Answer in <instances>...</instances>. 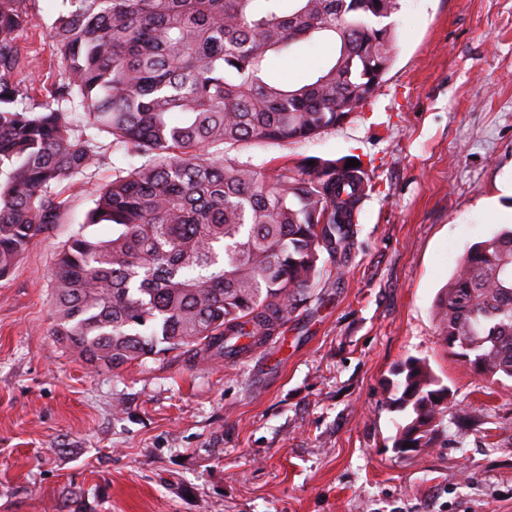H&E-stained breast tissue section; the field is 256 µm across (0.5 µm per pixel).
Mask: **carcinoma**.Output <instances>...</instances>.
Returning a JSON list of instances; mask_svg holds the SVG:
<instances>
[{"label":"carcinoma","mask_w":512,"mask_h":512,"mask_svg":"<svg viewBox=\"0 0 512 512\" xmlns=\"http://www.w3.org/2000/svg\"><path fill=\"white\" fill-rule=\"evenodd\" d=\"M26 0H0V277L60 220L58 188L112 146L141 162L97 190L88 224L61 247L54 335L107 368L163 351L233 361L261 347L319 277L347 255L371 189L347 158L255 167L224 158L244 142L291 143L344 124L393 63L400 0H69L54 20L68 81L59 107H17ZM336 46L308 81L267 69L313 39ZM177 120H172L173 114ZM434 318L448 354L512 380V228L459 257ZM392 382L406 412L392 449L435 448L449 389L421 359Z\"/></svg>","instance_id":"cac0c4a2"}]
</instances>
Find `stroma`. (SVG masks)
Returning a JSON list of instances; mask_svg holds the SVG:
<instances>
[{"instance_id":"35a3bbf8","label":"stroma","mask_w":512,"mask_h":512,"mask_svg":"<svg viewBox=\"0 0 512 512\" xmlns=\"http://www.w3.org/2000/svg\"><path fill=\"white\" fill-rule=\"evenodd\" d=\"M68 0H26L29 103L66 80L51 27ZM324 43L272 55L293 83L330 56ZM394 63L360 112L287 144L247 142L229 158L359 159L372 189L343 262L322 273L277 334L235 363L170 350L117 369L73 355L53 334L57 254L96 189L131 161L111 149L42 241L0 278V512H512V381L475 375L444 349L435 301L458 258L512 209V0H402ZM426 360L471 411L438 447L403 457L405 415L387 380Z\"/></svg>"}]
</instances>
